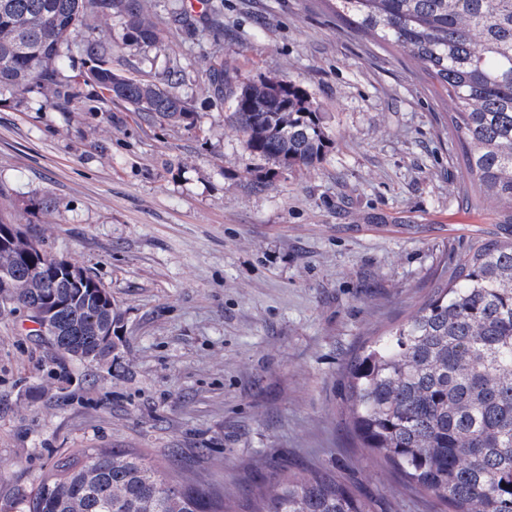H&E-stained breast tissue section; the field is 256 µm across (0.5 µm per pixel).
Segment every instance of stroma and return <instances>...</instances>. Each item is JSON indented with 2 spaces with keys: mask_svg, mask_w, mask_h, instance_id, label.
I'll return each instance as SVG.
<instances>
[{
  "mask_svg": "<svg viewBox=\"0 0 512 512\" xmlns=\"http://www.w3.org/2000/svg\"><path fill=\"white\" fill-rule=\"evenodd\" d=\"M142 4L161 44L126 41L116 10L82 39L178 93L193 125L83 84L79 42L62 71L79 99L0 103V217L95 277L124 316L115 358L90 365L59 355L29 311L0 307V512L74 448L143 452L241 504L266 481L325 473L374 512H436L361 446L346 405L361 345L446 282L470 239L504 231L496 204L458 192L447 93L335 0ZM219 64L235 87L299 81L333 140L323 159L260 179L231 96L209 86Z\"/></svg>",
  "mask_w": 512,
  "mask_h": 512,
  "instance_id": "obj_1",
  "label": "stroma"
}]
</instances>
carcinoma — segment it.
<instances>
[{
	"label": "carcinoma",
	"instance_id": "cac0c4a2",
	"mask_svg": "<svg viewBox=\"0 0 512 512\" xmlns=\"http://www.w3.org/2000/svg\"><path fill=\"white\" fill-rule=\"evenodd\" d=\"M126 16V38L161 33L140 0H0V98L42 90L62 104V48L99 10ZM338 15L408 54L455 104L448 127L461 147V191L512 219V0H336ZM86 81L109 97L174 124L193 112L171 91L112 70V47L88 40ZM232 118L246 149L291 170L332 148L322 115L292 78L234 92ZM21 231L0 233V301L34 313L58 304L51 336L86 363L110 355L123 313L92 276L75 288L65 268ZM348 413L364 447L395 467L442 512H512V237L473 239L446 283L406 320L362 346L348 372ZM20 512H373L369 500L326 474L284 476L240 508L224 491L165 474L128 450L78 448L58 456Z\"/></svg>",
	"mask_w": 512,
	"mask_h": 512
}]
</instances>
